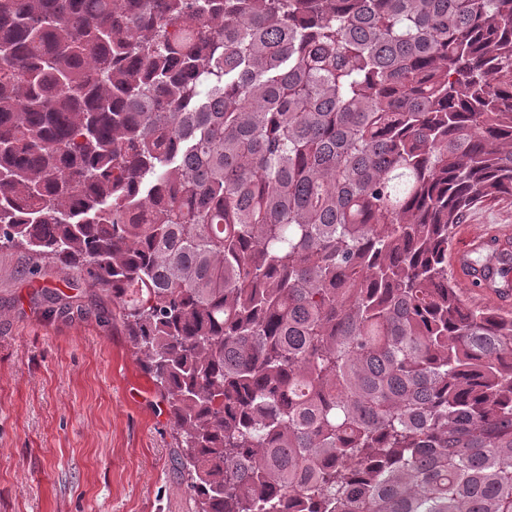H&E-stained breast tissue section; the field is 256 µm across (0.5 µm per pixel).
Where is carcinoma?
I'll list each match as a JSON object with an SVG mask.
<instances>
[{
  "label": "carcinoma",
  "instance_id": "cac0c4a2",
  "mask_svg": "<svg viewBox=\"0 0 512 512\" xmlns=\"http://www.w3.org/2000/svg\"><path fill=\"white\" fill-rule=\"evenodd\" d=\"M512 0H0V248L118 303L196 512H512ZM493 228L510 229L512 234V198L486 202L471 209L454 231L451 253L464 242L467 235H485ZM489 243V236H468L465 244L457 249L451 258L450 272L452 275L455 272L459 280L466 286L465 288L460 283L458 284L462 298L473 307L494 306L485 296L493 297L499 303L510 298L507 293L496 290L495 288L498 287L489 284L503 267L498 263V257L510 252V234L499 238L497 248L489 254L488 261L484 265H475L471 255L486 250ZM468 288H481L484 296Z\"/></svg>",
  "mask_w": 512,
  "mask_h": 512
}]
</instances>
